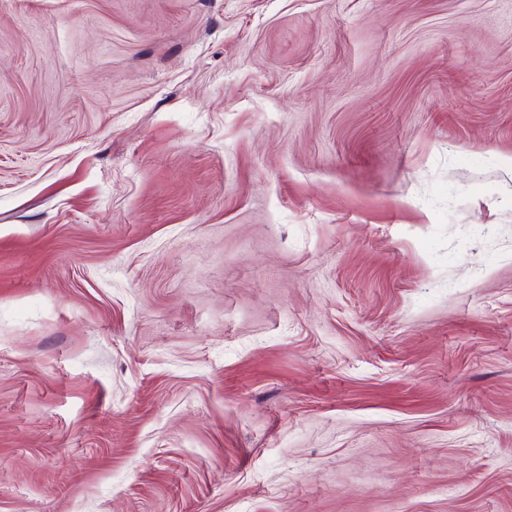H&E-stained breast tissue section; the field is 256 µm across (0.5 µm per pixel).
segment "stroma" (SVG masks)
Listing matches in <instances>:
<instances>
[{"instance_id": "1", "label": "stroma", "mask_w": 512, "mask_h": 512, "mask_svg": "<svg viewBox=\"0 0 512 512\" xmlns=\"http://www.w3.org/2000/svg\"><path fill=\"white\" fill-rule=\"evenodd\" d=\"M0 512H512V0H0Z\"/></svg>"}]
</instances>
